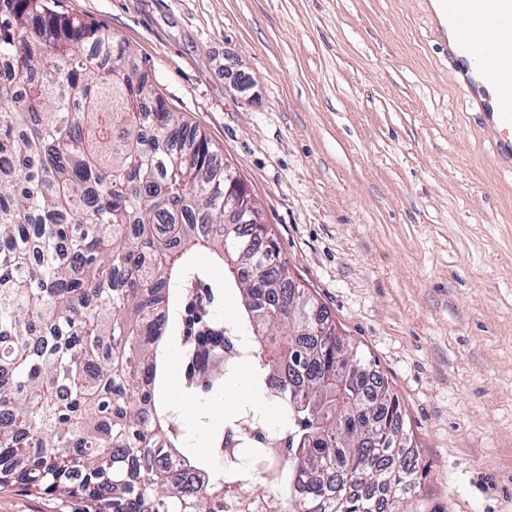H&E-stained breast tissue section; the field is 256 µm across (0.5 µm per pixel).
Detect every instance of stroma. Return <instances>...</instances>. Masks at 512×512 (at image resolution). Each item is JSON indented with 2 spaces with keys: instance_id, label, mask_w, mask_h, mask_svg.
I'll use <instances>...</instances> for the list:
<instances>
[{
  "instance_id": "1",
  "label": "stroma",
  "mask_w": 512,
  "mask_h": 512,
  "mask_svg": "<svg viewBox=\"0 0 512 512\" xmlns=\"http://www.w3.org/2000/svg\"><path fill=\"white\" fill-rule=\"evenodd\" d=\"M130 45L167 105L234 162L295 277L377 362L427 472L412 512H512V165L448 66L428 0H59ZM254 84L240 92L241 81ZM163 393L184 448L242 405L286 429L240 365L219 396ZM0 512H92L0 484Z\"/></svg>"
}]
</instances>
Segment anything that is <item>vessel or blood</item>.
<instances>
[{"instance_id":"1","label":"vessel or blood","mask_w":512,"mask_h":512,"mask_svg":"<svg viewBox=\"0 0 512 512\" xmlns=\"http://www.w3.org/2000/svg\"><path fill=\"white\" fill-rule=\"evenodd\" d=\"M466 52L459 67L501 160L512 162V0H440ZM494 88L486 95L484 86Z\"/></svg>"}]
</instances>
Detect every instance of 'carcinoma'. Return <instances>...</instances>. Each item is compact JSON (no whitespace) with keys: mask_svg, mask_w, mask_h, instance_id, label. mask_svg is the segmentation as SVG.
Instances as JSON below:
<instances>
[{"mask_svg":"<svg viewBox=\"0 0 512 512\" xmlns=\"http://www.w3.org/2000/svg\"><path fill=\"white\" fill-rule=\"evenodd\" d=\"M132 55L56 0H0V483L94 512H409L425 467L398 395L270 225L224 223L206 135L148 108L158 93ZM199 252L238 290L253 382L288 419V456L262 436L252 448L270 462L262 494L230 432L213 436L226 477L187 456L159 392L172 305L184 388L217 395L231 375Z\"/></svg>","mask_w":512,"mask_h":512,"instance_id":"obj_1","label":"carcinoma"}]
</instances>
